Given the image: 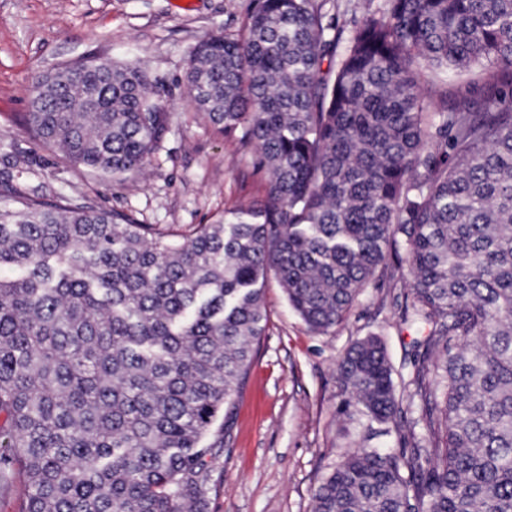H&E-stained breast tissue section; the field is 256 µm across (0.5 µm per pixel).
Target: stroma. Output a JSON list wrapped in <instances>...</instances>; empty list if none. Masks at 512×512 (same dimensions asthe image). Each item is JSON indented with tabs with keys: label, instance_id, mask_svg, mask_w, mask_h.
Here are the masks:
<instances>
[{
	"label": "stroma",
	"instance_id": "obj_1",
	"mask_svg": "<svg viewBox=\"0 0 512 512\" xmlns=\"http://www.w3.org/2000/svg\"><path fill=\"white\" fill-rule=\"evenodd\" d=\"M252 0H0V185L119 210L139 223L184 234L265 194L252 154L217 134L191 99L186 73L202 39L240 27ZM111 58L140 64L168 128L142 173L112 179L72 166L27 124L29 89L68 63ZM412 275L391 263L326 333L312 330L267 276V322L228 430L207 443V512H310L314 489L351 448L410 447L419 404L399 429L367 433L344 405L337 363L353 342L375 335L394 381L414 369L423 337L401 320Z\"/></svg>",
	"mask_w": 512,
	"mask_h": 512
}]
</instances>
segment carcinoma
Masks as SVG:
<instances>
[{
	"mask_svg": "<svg viewBox=\"0 0 512 512\" xmlns=\"http://www.w3.org/2000/svg\"><path fill=\"white\" fill-rule=\"evenodd\" d=\"M254 0L186 80L267 171L264 199L182 239L117 211L0 195V464L25 512H206L202 446L230 413L272 271L312 329L341 323L389 254L426 353L409 454L360 447L311 512H512V0ZM328 67H323V64ZM484 67L477 80L448 73ZM141 67L109 59L31 89L28 123L75 167L138 172L166 130ZM339 378L367 430L403 395L376 336ZM327 2L326 8L333 12H337L339 15L340 24H344L346 28L345 35L351 29L350 20L356 14L361 15L362 2L364 0H335V2ZM337 1V2H336ZM335 6V7H334Z\"/></svg>",
	"mask_w": 512,
	"mask_h": 512,
	"instance_id": "cac0c4a2",
	"label": "carcinoma"
}]
</instances>
